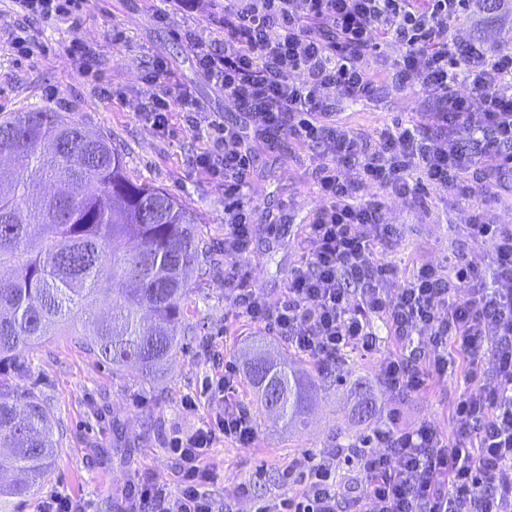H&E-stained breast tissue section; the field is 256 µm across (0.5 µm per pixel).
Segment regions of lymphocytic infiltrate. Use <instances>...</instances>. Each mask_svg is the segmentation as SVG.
I'll return each mask as SVG.
<instances>
[{"instance_id":"obj_1","label":"lymphocytic infiltrate","mask_w":512,"mask_h":512,"mask_svg":"<svg viewBox=\"0 0 512 512\" xmlns=\"http://www.w3.org/2000/svg\"><path fill=\"white\" fill-rule=\"evenodd\" d=\"M23 19L77 17L90 0H13ZM470 0H219L208 15L219 42L191 41L201 72L246 114L247 127L214 116L212 148L194 164L224 185V253L237 258L251 241L253 208L246 195L251 157L247 133L270 146L289 137L323 149L315 190L320 203L306 227L304 257L276 305L250 288L231 266L224 285L239 315L322 367L346 352H372L373 320L385 323L397 344L382 360L384 390L404 398L428 389L463 361L469 378L487 382L453 411V429L442 434L425 422L390 424L358 444L310 454L285 467L303 483L296 497L259 512H512V225L477 224L469 237L491 243L492 272L472 261L452 260L447 272L429 263L409 269L386 258L397 240L384 221L381 198L364 197L367 184L419 201L425 184L496 199L490 176L512 165V54L493 57L448 41ZM405 53L392 68L373 67L383 45ZM420 85L438 94L440 106L421 121L399 123L378 140L337 125V97L359 100L382 85L397 91ZM480 99L473 111L472 99ZM351 164L357 178L342 176ZM491 364H484L485 348ZM239 374L225 365L214 391L225 402L212 426L172 438L179 488L157 482L135 486L130 512H237L249 483L239 484L223 506L202 487L212 473L204 458L216 440L247 445L255 431L239 400ZM357 463L359 477L337 476L340 462Z\"/></svg>"}]
</instances>
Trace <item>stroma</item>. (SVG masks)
Instances as JSON below:
<instances>
[{
	"label": "stroma",
	"instance_id": "obj_1",
	"mask_svg": "<svg viewBox=\"0 0 512 512\" xmlns=\"http://www.w3.org/2000/svg\"><path fill=\"white\" fill-rule=\"evenodd\" d=\"M162 6V0H92L76 21L55 17L23 23L10 0H0V117L43 106L104 136L122 153L131 179L168 191L197 214L217 258L209 271L193 275L184 300L186 320L195 333L182 340L153 380L114 372L70 336L21 350L17 362L6 363L9 384L40 398L59 440L45 482L19 512H38L45 497L54 493L69 497L83 512H126L130 485L153 480L177 490L171 439L223 413L224 401L210 390V380L228 362L244 369V354L253 346L275 348L310 374L318 372L313 361L238 317L224 291V188L198 174L193 162L210 145L206 130L213 115L241 126L247 119L220 87L199 73L190 50L189 38L215 42L222 37L220 29L176 12L160 20ZM20 24L33 49L29 57L8 44V34ZM77 42L88 46L90 55H71ZM159 60L168 63L173 75L148 86L145 78ZM153 92L173 101L194 99L199 105L196 126H187L178 113L167 132L146 124L141 113ZM436 106L434 92L418 86L401 92L380 89L362 101H340L336 122L374 138L392 123L416 120ZM246 146L252 156L249 196L256 229L249 253L240 262L241 273L274 304L302 259L303 231L318 203L313 174L324 156L289 139L281 140L274 151L253 138ZM496 191V202L484 205L446 187L428 185L420 207L376 185L366 193L382 198L385 220L397 230L398 262L414 259L444 270L449 255L459 254L488 270L493 266L492 247L469 237L466 226L474 221L512 225V174L503 173ZM476 386L457 366L447 381L400 402L380 392L376 418L362 423L350 416L354 398L349 389L320 385L313 390L307 426L295 429L266 416L248 383H241L239 398L251 411L255 439L249 445L216 441L206 458L213 476L204 491L220 504L238 483L249 482L251 496L240 509L255 512L265 502L299 492V485L283 480L280 471L302 453L317 457L325 449L371 434L386 423L395 406L406 420L425 421L449 432L456 404ZM189 399L195 400V409L185 408Z\"/></svg>",
	"mask_w": 512,
	"mask_h": 512
}]
</instances>
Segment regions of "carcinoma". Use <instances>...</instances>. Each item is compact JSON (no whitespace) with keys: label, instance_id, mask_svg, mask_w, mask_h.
I'll return each instance as SVG.
<instances>
[{"label":"carcinoma","instance_id":"cac0c4a2","mask_svg":"<svg viewBox=\"0 0 512 512\" xmlns=\"http://www.w3.org/2000/svg\"><path fill=\"white\" fill-rule=\"evenodd\" d=\"M512 0H475L467 19L476 40L508 31ZM26 161L0 167V362L51 336H85L116 371L147 380L193 330L184 321L189 273L210 258L196 216L167 191L131 180L123 157L59 112L36 108L0 121V156ZM111 302L103 316L94 313ZM248 385L264 412L295 427L305 421L312 377L259 352L247 362ZM360 420L377 410L372 386L351 385ZM49 411L32 393L0 379V512L42 486L57 453Z\"/></svg>","mask_w":512,"mask_h":512}]
</instances>
